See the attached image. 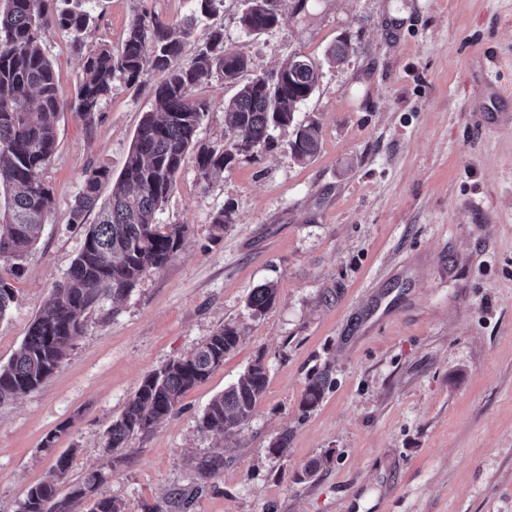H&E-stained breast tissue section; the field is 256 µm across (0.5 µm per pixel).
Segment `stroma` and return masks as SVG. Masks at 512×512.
<instances>
[{
  "label": "stroma",
  "mask_w": 512,
  "mask_h": 512,
  "mask_svg": "<svg viewBox=\"0 0 512 512\" xmlns=\"http://www.w3.org/2000/svg\"><path fill=\"white\" fill-rule=\"evenodd\" d=\"M240 0L213 19L227 48L266 71L293 55L322 64L295 117L321 127L318 154L269 149L200 181L187 155L158 219L189 228L182 251L123 299L90 312L61 368L0 405V512H15L59 453L69 482L93 469L99 494L130 512L197 489L192 512H512V0H286L278 26L238 25ZM190 0H95L89 45L119 48L135 14L171 21ZM355 52L325 54L338 35ZM67 104L42 172L54 206L0 318V364L19 351L84 238L70 221L86 170L120 173L154 80L115 83L99 121L70 108L81 58L66 34L46 43ZM234 87L199 88L211 110L205 143L224 140ZM234 210L215 236L213 215ZM276 304L249 316L257 286ZM237 323L224 365L188 391L179 411L111 464L102 443L142 379ZM263 359L269 382L236 437L201 432L218 393ZM329 369L322 403L302 412L309 377ZM68 426L53 450L45 436ZM289 436L284 455L268 446ZM224 451L200 483L190 459ZM330 463L309 479L313 459Z\"/></svg>",
  "instance_id": "stroma-1"
}]
</instances>
